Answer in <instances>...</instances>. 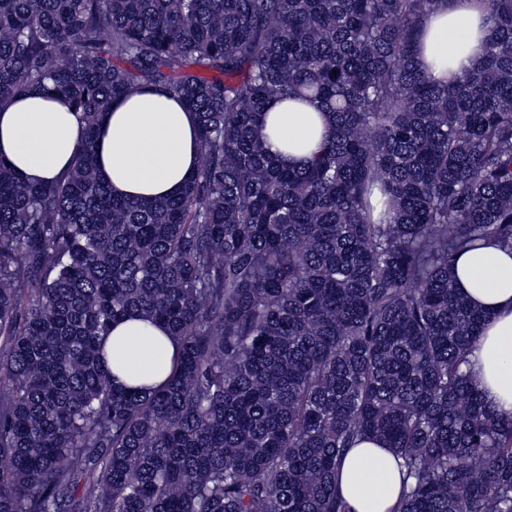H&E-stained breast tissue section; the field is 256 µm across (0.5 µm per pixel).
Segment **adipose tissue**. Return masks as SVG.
I'll return each instance as SVG.
<instances>
[{"label": "adipose tissue", "instance_id": "adipose-tissue-1", "mask_svg": "<svg viewBox=\"0 0 512 512\" xmlns=\"http://www.w3.org/2000/svg\"><path fill=\"white\" fill-rule=\"evenodd\" d=\"M490 34L487 15L474 0H443L424 25L418 54L422 71L445 80L480 58ZM328 130L326 113L311 102L277 103L266 118L272 153L295 167L307 166ZM84 125L70 101L34 89L0 109V159L27 183L51 182L72 165ZM101 177L113 194L150 199L178 194L195 174L198 118L176 94L137 90L112 103L96 134ZM457 286L487 316L470 355V373L485 401L512 412V253L494 246L455 259ZM175 342L159 325L136 318L115 324L104 351L117 384L155 387L172 371ZM349 512H393L402 473L390 449L361 441L338 471Z\"/></svg>", "mask_w": 512, "mask_h": 512}]
</instances>
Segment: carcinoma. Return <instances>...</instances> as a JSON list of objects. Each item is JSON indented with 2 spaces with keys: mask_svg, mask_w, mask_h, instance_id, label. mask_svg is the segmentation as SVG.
Wrapping results in <instances>:
<instances>
[{
  "mask_svg": "<svg viewBox=\"0 0 512 512\" xmlns=\"http://www.w3.org/2000/svg\"><path fill=\"white\" fill-rule=\"evenodd\" d=\"M442 2L0 0V108L41 88L85 128L48 185L0 160V512H347L360 439L399 460L396 512H512L453 267L512 252V0H476L493 35L444 84L415 61ZM145 88L197 113V171L117 199L99 118ZM293 99L331 118L303 169L261 134ZM133 314L178 343L158 388L103 367Z\"/></svg>",
  "mask_w": 512,
  "mask_h": 512,
  "instance_id": "1",
  "label": "carcinoma"
}]
</instances>
